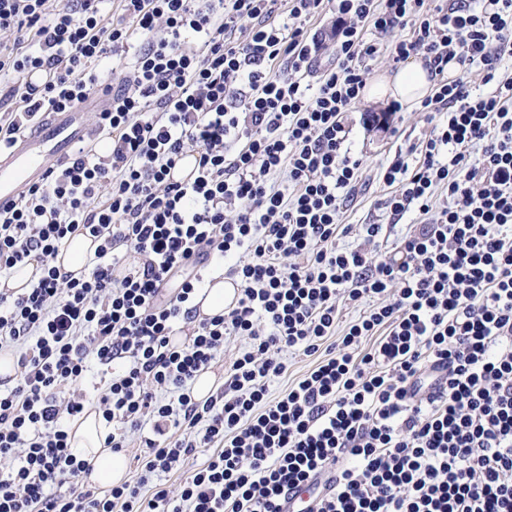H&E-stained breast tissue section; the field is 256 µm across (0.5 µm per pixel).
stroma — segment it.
I'll return each mask as SVG.
<instances>
[{
    "mask_svg": "<svg viewBox=\"0 0 512 512\" xmlns=\"http://www.w3.org/2000/svg\"><path fill=\"white\" fill-rule=\"evenodd\" d=\"M387 108V102L364 98L347 117L349 134L346 147L351 157L360 162L361 188L343 209L341 221L349 225L350 232L342 238L341 243L345 246L358 245L362 225H383L385 239L381 247L370 254L375 262L397 251L404 236L422 222L418 212L410 211L402 218L395 219L382 207L381 202L389 193L382 179V171L396 152L419 145L427 139L439 120L437 113L422 111L417 105H405L400 111L389 113L387 124H365V116L388 112Z\"/></svg>",
    "mask_w": 512,
    "mask_h": 512,
    "instance_id": "1",
    "label": "stroma"
}]
</instances>
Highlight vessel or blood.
<instances>
[{
    "instance_id": "obj_1",
    "label": "vessel or blood",
    "mask_w": 512,
    "mask_h": 512,
    "mask_svg": "<svg viewBox=\"0 0 512 512\" xmlns=\"http://www.w3.org/2000/svg\"><path fill=\"white\" fill-rule=\"evenodd\" d=\"M111 97V84H104L71 111L44 113L34 131L18 134L11 150L0 154V210L13 206L22 187L45 177V158L62 162L76 146L102 140V133L86 122L85 115L104 109Z\"/></svg>"
}]
</instances>
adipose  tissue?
I'll use <instances>...</instances> for the list:
<instances>
[{
  "label": "adipose tissue",
  "instance_id": "obj_1",
  "mask_svg": "<svg viewBox=\"0 0 512 512\" xmlns=\"http://www.w3.org/2000/svg\"><path fill=\"white\" fill-rule=\"evenodd\" d=\"M434 81L424 60L413 59L393 74L381 76L365 89L375 100H392L401 104H417L433 90ZM109 428L101 412L86 407L71 421L69 444L78 459L86 461L91 469L93 482L112 487L121 484L127 474L128 462L124 454L105 448Z\"/></svg>",
  "mask_w": 512,
  "mask_h": 512
}]
</instances>
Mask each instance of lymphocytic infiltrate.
Instances as JSON below:
<instances>
[{
  "instance_id": "obj_1",
  "label": "lymphocytic infiltrate",
  "mask_w": 512,
  "mask_h": 512,
  "mask_svg": "<svg viewBox=\"0 0 512 512\" xmlns=\"http://www.w3.org/2000/svg\"><path fill=\"white\" fill-rule=\"evenodd\" d=\"M274 2L119 0L109 18L103 0H0L18 103L0 152L26 117L94 93L99 59L131 58L97 121L111 153L79 149L0 211V276L42 267L28 291L0 289V350L17 358L0 380V512H282L311 482L315 512H512V0H288L279 20ZM384 50L424 56L439 81L422 108L445 118L417 164L399 153L383 170V207L427 221L375 263L382 225L339 241L359 173L345 117ZM452 62L489 92L449 79ZM190 150L192 179L172 180ZM77 234L98 243L78 276L55 265ZM231 254L237 303L201 315L205 262ZM342 297L368 304L345 326ZM231 336L250 343L226 387L196 399ZM286 351L315 363L273 397ZM91 357L112 371L95 397L106 447L152 430L138 479L106 490L66 426ZM207 447L172 493L164 475Z\"/></svg>"
}]
</instances>
